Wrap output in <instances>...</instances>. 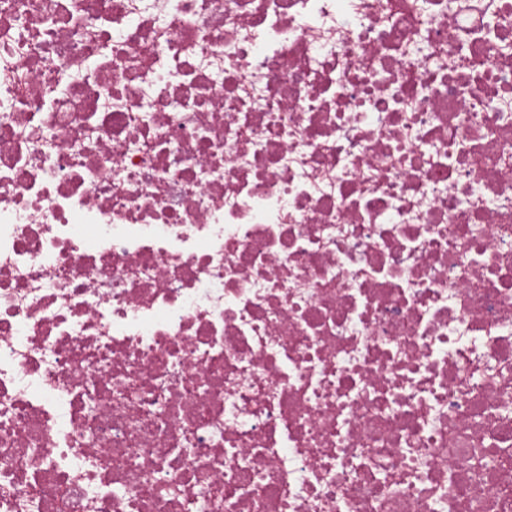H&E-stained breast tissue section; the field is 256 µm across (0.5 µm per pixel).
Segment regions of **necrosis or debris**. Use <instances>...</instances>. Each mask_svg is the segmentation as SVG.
<instances>
[{
	"instance_id": "necrosis-or-debris-1",
	"label": "necrosis or debris",
	"mask_w": 512,
	"mask_h": 512,
	"mask_svg": "<svg viewBox=\"0 0 512 512\" xmlns=\"http://www.w3.org/2000/svg\"><path fill=\"white\" fill-rule=\"evenodd\" d=\"M0 512H512V0H0Z\"/></svg>"
}]
</instances>
